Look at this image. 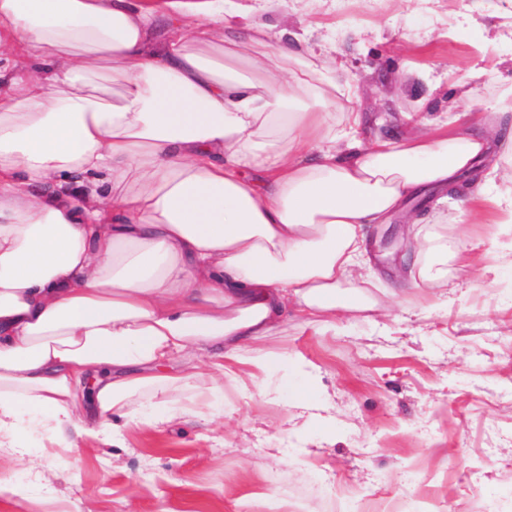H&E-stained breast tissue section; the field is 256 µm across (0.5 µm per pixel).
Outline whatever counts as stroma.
<instances>
[{
    "mask_svg": "<svg viewBox=\"0 0 512 512\" xmlns=\"http://www.w3.org/2000/svg\"><path fill=\"white\" fill-rule=\"evenodd\" d=\"M253 19L353 81L364 136L409 134L405 112L512 135V0H267ZM459 201L420 216L488 254L484 269L406 307L373 288L376 309L335 329L292 320L264 339L314 365L304 385L331 427L228 386L219 423L116 415L112 439L69 449L30 436L0 512H512V230L494 213L459 228Z\"/></svg>",
    "mask_w": 512,
    "mask_h": 512,
    "instance_id": "obj_1",
    "label": "stroma"
}]
</instances>
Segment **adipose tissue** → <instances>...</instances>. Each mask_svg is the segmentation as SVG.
<instances>
[{"label":"adipose tissue","instance_id":"obj_1","mask_svg":"<svg viewBox=\"0 0 512 512\" xmlns=\"http://www.w3.org/2000/svg\"><path fill=\"white\" fill-rule=\"evenodd\" d=\"M237 0H0V447L25 453L201 414L225 385L313 367L261 347L289 317L364 307L370 225L418 231L411 287L469 258L407 203L500 148L493 124L408 114L361 137L353 93ZM164 48L155 53L157 25ZM512 223V195L478 185Z\"/></svg>","mask_w":512,"mask_h":512}]
</instances>
